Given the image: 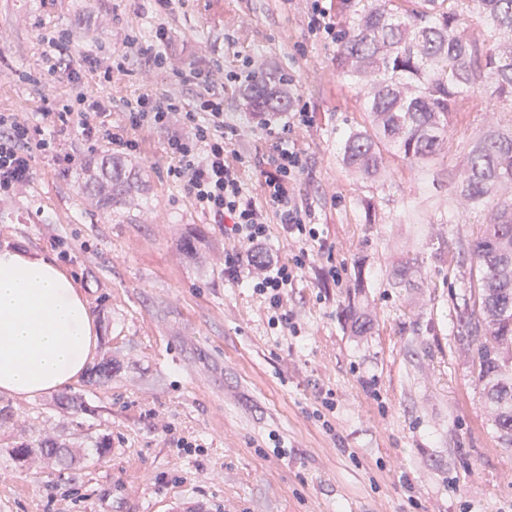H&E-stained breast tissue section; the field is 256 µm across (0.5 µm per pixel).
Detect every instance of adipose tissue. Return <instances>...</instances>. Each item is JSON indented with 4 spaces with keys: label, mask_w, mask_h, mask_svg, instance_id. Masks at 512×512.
I'll list each match as a JSON object with an SVG mask.
<instances>
[{
    "label": "adipose tissue",
    "mask_w": 512,
    "mask_h": 512,
    "mask_svg": "<svg viewBox=\"0 0 512 512\" xmlns=\"http://www.w3.org/2000/svg\"><path fill=\"white\" fill-rule=\"evenodd\" d=\"M94 344L72 279L46 257L0 247V391L61 388L80 374Z\"/></svg>",
    "instance_id": "adipose-tissue-1"
}]
</instances>
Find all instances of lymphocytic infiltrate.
<instances>
[{
    "instance_id": "1",
    "label": "lymphocytic infiltrate",
    "mask_w": 512,
    "mask_h": 512,
    "mask_svg": "<svg viewBox=\"0 0 512 512\" xmlns=\"http://www.w3.org/2000/svg\"><path fill=\"white\" fill-rule=\"evenodd\" d=\"M127 126L113 128L105 120L89 122L72 110L58 113L62 124H75L81 136L103 141L121 153H131L139 144L131 130L151 125L167 135V150L174 161L171 175L192 198L196 208L213 216L215 223H228L227 236L233 242L224 258V272L238 278L244 259L253 256L268 238V213H275L283 230L296 247L291 262L271 260L254 263L246 278L248 287L266 301L271 328L296 336L300 333L288 307V290L298 279L307 261L315 255L320 233L310 216L297 204L294 185L303 172V156L291 146L289 126L278 130L273 155L264 170L265 202L257 204L245 190L241 169L225 158L224 100L214 94L204 96L194 112L181 111L175 96L150 93L126 102ZM54 150L53 138L14 112L0 113V197L25 189L33 180L36 154Z\"/></svg>"
}]
</instances>
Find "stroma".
I'll return each mask as SVG.
<instances>
[{
	"instance_id": "35a3bbf8",
	"label": "stroma",
	"mask_w": 512,
	"mask_h": 512,
	"mask_svg": "<svg viewBox=\"0 0 512 512\" xmlns=\"http://www.w3.org/2000/svg\"><path fill=\"white\" fill-rule=\"evenodd\" d=\"M310 18L308 0H0V112L49 134L47 113L82 95L121 127L126 101L144 92L196 110L208 89L181 83L174 68L223 69L230 81L211 90L234 132L228 158L259 203L266 130L287 115L256 116L241 96L260 72L286 77L294 109L312 116L291 133L306 161L295 191L325 244L289 290L300 335H278L252 289L225 277L224 227L169 176L164 133L133 130L129 161L146 188L109 216L77 193L80 162L109 146L58 135L73 164L36 156L32 183L0 198V244L70 253L61 268L97 336L88 363L111 361L112 378L0 393L11 414L0 426V512H164L176 493L228 512H512V449L487 420L459 325L471 265L460 248L480 225L439 221L499 103L484 92L466 105L447 158L421 167L390 157L383 177L362 179L342 147L366 122L363 95L337 76L336 42ZM59 35L66 52L49 56L46 40ZM113 52L124 71L88 73L89 58ZM158 53L170 65L154 67ZM354 311L370 318L367 333L354 332ZM326 390L336 396L332 436L314 416ZM63 392L85 398L91 415L60 406ZM39 435L66 439L74 467L40 455L13 463L8 447ZM103 435L112 451L99 460ZM273 436L282 447L271 452ZM182 438L201 452L179 448Z\"/></svg>"
}]
</instances>
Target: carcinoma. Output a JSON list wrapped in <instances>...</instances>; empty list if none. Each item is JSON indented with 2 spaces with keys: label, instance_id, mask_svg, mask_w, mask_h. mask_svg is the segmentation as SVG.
<instances>
[{
  "label": "carcinoma",
  "instance_id": "carcinoma-1",
  "mask_svg": "<svg viewBox=\"0 0 512 512\" xmlns=\"http://www.w3.org/2000/svg\"><path fill=\"white\" fill-rule=\"evenodd\" d=\"M351 20L336 44V74L364 89L368 124L347 136L346 164L376 177L392 154L428 164L451 151L448 128L480 90L512 113V0H346ZM288 79L262 72L243 93L259 116L288 111ZM492 130L472 147L459 173L455 215L481 217L466 243L469 273L465 325L484 408L501 444L512 447V132ZM144 189L121 159L102 155L86 166L78 193L104 214ZM72 465L60 439L32 437L7 449L18 464L34 452Z\"/></svg>",
  "mask_w": 512,
  "mask_h": 512
}]
</instances>
